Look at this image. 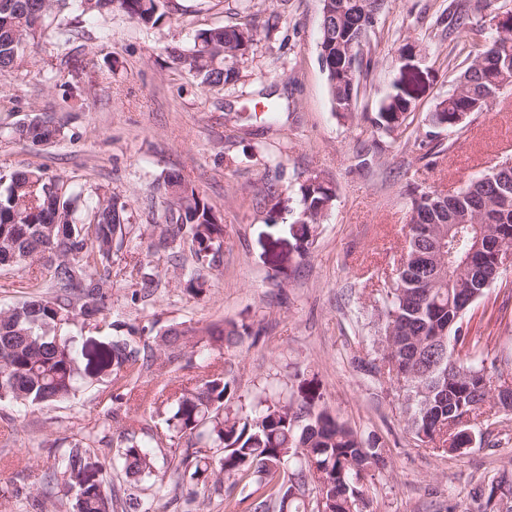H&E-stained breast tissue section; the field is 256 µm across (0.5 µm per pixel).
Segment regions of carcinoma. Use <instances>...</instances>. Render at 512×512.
<instances>
[{"instance_id":"cac0c4a2","label":"carcinoma","mask_w":512,"mask_h":512,"mask_svg":"<svg viewBox=\"0 0 512 512\" xmlns=\"http://www.w3.org/2000/svg\"><path fill=\"white\" fill-rule=\"evenodd\" d=\"M389 0H322L319 58L325 69L333 111L355 114L364 69L371 61L347 55V47L374 30ZM82 14L117 9L147 28L159 26L166 13L164 0H0V78L23 66L29 47L50 35L68 34L63 12ZM471 41L481 48L463 61L455 78L454 96L428 116L434 127L456 126L458 111L493 96L496 84L512 80V35L488 37L470 28ZM258 27L243 24L205 29L193 45L174 48L171 58L192 74L200 88L233 82L235 64L257 42ZM357 74L350 83L345 70ZM413 100L403 92L387 97L373 120L382 140L395 141L407 129ZM13 139L51 145L64 136L63 125L51 117H36L3 129ZM512 187V169L494 182L471 180L450 199L433 190L411 197L403 267L391 286L383 289L376 309L378 333L384 339L374 359L390 348L418 367V375L396 382L403 392L408 426L420 445L436 454L464 455L483 429L496 423L508 404L495 392L502 374L488 373L478 342L463 329L466 313L487 293L474 287L477 274L496 281L495 250H512V200L504 204L499 192ZM163 201L158 245L176 255L191 245L193 267L183 274L184 288L199 295L207 280L199 268L215 266L224 246L223 218L180 176L167 174L158 183ZM299 210L311 212L300 225V256L307 255L309 237L326 215L332 189L307 179L299 188ZM129 203L121 194L48 176L40 169L0 174V269L36 267L46 292L33 293L21 304L0 311V402L25 408L70 400L88 380L110 376L120 388L135 385L153 369L174 373L179 362L192 359L207 342L231 350L260 335L250 323L234 319L202 327L170 326L154 331L126 326V335L76 349L58 335L65 325L81 321L106 322L112 297L108 278L112 258L130 237ZM141 289L136 302L152 287L150 264L139 263ZM464 356L450 359L455 343ZM230 379L206 372L184 387L167 407L170 430L187 436L186 449L173 466L177 478L192 487L212 485L239 489L224 499V512H301L313 496L312 512H369L367 477L385 466L377 444L365 441L318 405L321 394L299 382L297 396L281 401L272 395L246 407L230 409ZM97 438L79 432L65 448L62 467L53 480L70 499L72 512H115L117 496L108 473L121 470L135 483L154 478L163 485L158 468L163 439L150 432L147 419L131 431L117 455L98 456ZM472 499L475 512H512V474L504 471L478 485Z\"/></svg>"}]
</instances>
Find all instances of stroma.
<instances>
[{"label": "stroma", "mask_w": 512, "mask_h": 512, "mask_svg": "<svg viewBox=\"0 0 512 512\" xmlns=\"http://www.w3.org/2000/svg\"><path fill=\"white\" fill-rule=\"evenodd\" d=\"M451 0H393L363 44L371 63L359 97V121L340 118L329 99L319 59L321 0H165L157 28L120 11L77 18L73 40L33 50L21 74L0 80V125L52 113L67 138L42 146L0 137V172L41 168L47 175L105 186L129 200L133 223L147 225L162 209L161 175L180 174L224 219V248L204 269L206 295L180 287L167 250L151 236H130L112 262L110 319L156 328L186 322L206 326L246 319L260 328L227 352L209 351L212 370L233 380V404L261 392L288 397L294 372L318 387L323 402L387 457L369 480L372 512H469L468 491L512 466V415L498 418L485 442L464 457L438 456L417 446L403 412V396L370 372L371 314L383 280L405 247L408 204L415 189L452 193L470 179L512 159V88L464 126L440 128L428 147L425 117L454 89L445 56L449 43L471 50V26L489 27L512 0L471 10L465 26L446 34L438 19ZM254 15L259 40L236 64L235 82L201 90L174 68L173 46L192 43L203 29ZM73 54L78 67L45 80L48 59ZM409 88L415 110L396 142L369 167L356 155L370 141L367 117L398 87ZM271 94L274 118L252 115L249 102ZM320 176L334 190L307 257H299L290 227L299 187ZM276 181L286 202L272 212L260 203L262 179ZM149 261L156 278L143 301L134 270ZM486 361L512 357V267L503 270L466 316ZM160 379L142 378L130 400L106 403L102 384H85L69 402L23 409L0 403V512H41L53 490L70 436L96 433L101 448L118 449L141 415L164 440L167 457L181 456L185 439L171 436L163 408L150 405ZM117 512H224V491L191 490L167 480L131 486L113 474Z\"/></svg>", "instance_id": "35a3bbf8"}]
</instances>
